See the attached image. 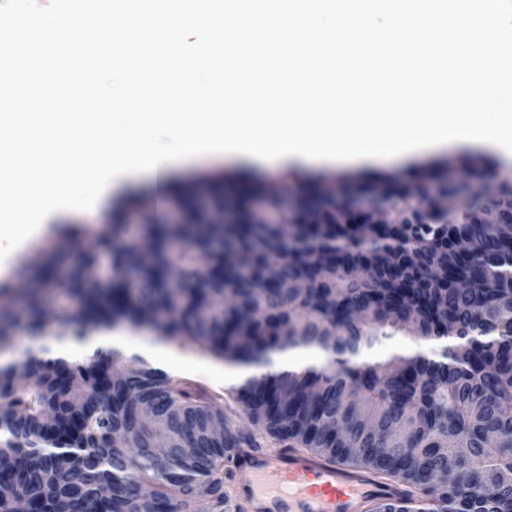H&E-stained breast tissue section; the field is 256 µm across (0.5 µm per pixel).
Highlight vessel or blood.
Masks as SVG:
<instances>
[{"mask_svg":"<svg viewBox=\"0 0 512 512\" xmlns=\"http://www.w3.org/2000/svg\"><path fill=\"white\" fill-rule=\"evenodd\" d=\"M237 468L250 477L239 497L251 512H357L386 493L366 474L281 450L242 456Z\"/></svg>","mask_w":512,"mask_h":512,"instance_id":"vessel-or-blood-1","label":"vessel or blood"}]
</instances>
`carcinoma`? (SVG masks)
<instances>
[{
  "label": "carcinoma",
  "mask_w": 512,
  "mask_h": 512,
  "mask_svg": "<svg viewBox=\"0 0 512 512\" xmlns=\"http://www.w3.org/2000/svg\"><path fill=\"white\" fill-rule=\"evenodd\" d=\"M470 179L492 176L495 193L467 198L442 170L386 185L372 207L348 185L299 194L292 232L253 219L261 190L235 200L237 222L149 224L145 260L112 246L111 282L78 284L80 309L58 316L57 339L123 327L155 332L196 353L259 367L285 348L322 352L327 363L248 375L238 396L263 433L210 425L224 408L195 383L145 359L131 373L97 372L118 349L73 360L43 344L0 362V512L16 491L30 512H229L232 471L224 465L261 452L266 440L299 445L318 458L394 480L395 497L367 512H506L512 507V170L464 157ZM462 200L448 218L428 220L422 203L438 190ZM494 212L500 223L484 224ZM203 264L224 274L198 281ZM288 294L269 289L270 271ZM231 300L224 302V295ZM46 310L28 293L23 314L0 313V355L17 329L40 330ZM399 332L449 340L436 359L420 353L362 358ZM26 363L33 381L17 384ZM149 401L180 436L163 465L152 461L157 432L141 423ZM125 434L132 448L112 446ZM448 469V479L434 475Z\"/></svg>",
  "instance_id": "obj_1"
}]
</instances>
